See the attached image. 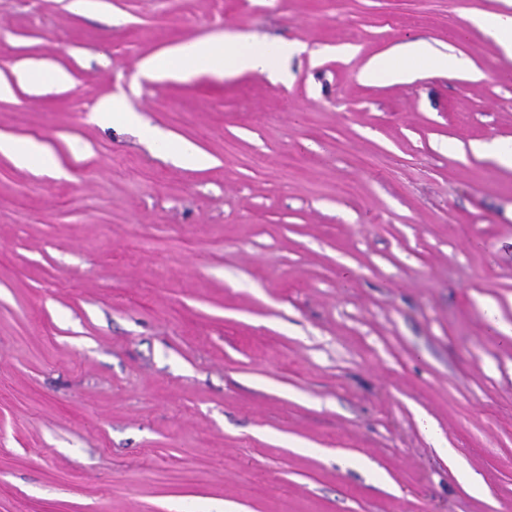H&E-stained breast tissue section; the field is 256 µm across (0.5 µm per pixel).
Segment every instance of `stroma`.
<instances>
[{
	"label": "stroma",
	"mask_w": 512,
	"mask_h": 512,
	"mask_svg": "<svg viewBox=\"0 0 512 512\" xmlns=\"http://www.w3.org/2000/svg\"><path fill=\"white\" fill-rule=\"evenodd\" d=\"M101 3L0 0V134L63 169L0 152V512H512V168L473 150L512 58L468 20L502 0ZM229 32L302 50L138 73ZM411 44L476 73L364 78ZM93 120L98 124L135 125L139 128L144 138L158 140L154 129L145 124L132 111L125 109L123 104L116 98L98 103L93 110ZM0 152L9 153L20 161L36 163L50 172L59 170V166L48 148L37 141H17L0 136Z\"/></svg>",
	"instance_id": "obj_1"
}]
</instances>
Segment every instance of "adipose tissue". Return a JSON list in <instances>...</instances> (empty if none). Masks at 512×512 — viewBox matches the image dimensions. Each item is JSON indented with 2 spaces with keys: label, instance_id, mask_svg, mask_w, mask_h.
Masks as SVG:
<instances>
[{
  "label": "adipose tissue",
  "instance_id": "adipose-tissue-1",
  "mask_svg": "<svg viewBox=\"0 0 512 512\" xmlns=\"http://www.w3.org/2000/svg\"><path fill=\"white\" fill-rule=\"evenodd\" d=\"M294 50V45L287 42L274 44L239 33L226 39L218 37L172 47L143 61L141 69L154 78L172 75L188 78L200 72L213 75L267 72Z\"/></svg>",
  "mask_w": 512,
  "mask_h": 512
}]
</instances>
